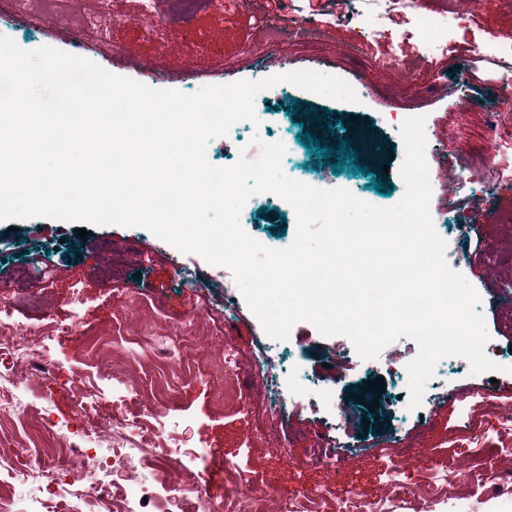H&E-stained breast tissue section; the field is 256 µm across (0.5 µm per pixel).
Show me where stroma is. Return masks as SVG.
Here are the masks:
<instances>
[{
  "label": "stroma",
  "mask_w": 512,
  "mask_h": 512,
  "mask_svg": "<svg viewBox=\"0 0 512 512\" xmlns=\"http://www.w3.org/2000/svg\"><path fill=\"white\" fill-rule=\"evenodd\" d=\"M459 9L480 12L484 25L453 30L454 46L418 68L388 62L391 39L359 41L336 14L350 0H299L298 14L316 17L315 39L294 35L296 16L280 0H204L191 26L157 22L142 0H42L40 22L20 24L0 6V30L25 50L50 46L69 54L78 48L69 35L93 10H100L109 50L91 60L110 73L156 83L158 89L193 93L226 79L257 81L280 66L325 67L362 82L367 93L349 103L318 96L297 86L273 95L261 91L255 109L272 115L271 133L287 141L286 170L310 183L343 188L380 207L402 197L399 173L405 150L395 123L384 111L418 112L426 118V158L433 179L430 208L435 229L452 239L461 255L459 272L478 293L495 373L471 374L465 360L442 359L426 383L422 403L410 408L407 370L388 371L377 360L361 359L344 336H322L309 322L296 323L287 340L268 338L242 295L226 297L224 270L201 256L184 254L142 227L87 225L79 236L74 222L51 218L19 221L9 231L0 221V307L12 304L11 273L25 265L35 276L27 290L41 303L15 306L24 329L40 342L39 357H16L0 343V381L27 379L33 412L25 425L0 416V453L27 449L19 467L38 468L47 456L64 455L54 427L68 425L73 394H95V419L110 433L113 423L153 426L150 400L162 403L164 422L189 455H177L173 480L198 474L203 499L186 495L184 512H251L246 488L298 502L300 512H342L354 500L386 512H512V498H491L477 469L512 475V182H493L484 166L490 123L512 132V89L486 83L471 88V45L512 42V0H455ZM275 19L290 36L274 53L260 57V18ZM414 60L417 46L398 49ZM441 86L428 89L433 74ZM467 101L458 111V98ZM338 119L325 129L326 118ZM366 131L376 149L367 173L345 166L337 148L352 132ZM317 135L333 147L327 157L302 144ZM473 177L463 185L458 175ZM384 192H377L374 180ZM244 230L263 245L282 249L295 236L287 204L270 200L241 214ZM477 226L481 253L470 258L468 226ZM13 305V304H12ZM190 326L212 337L208 349L185 347L180 355L154 350L164 326ZM232 349L240 366L268 349L283 374L279 391L263 383L211 374L210 360ZM384 378L378 408L365 395L369 380ZM228 382L235 401L225 405L218 387ZM340 385L348 417L340 424L334 409L318 398L316 385ZM294 402L287 416L272 408L277 396ZM340 452L338 464L306 466L313 448Z\"/></svg>",
  "instance_id": "35a3bbf8"
}]
</instances>
